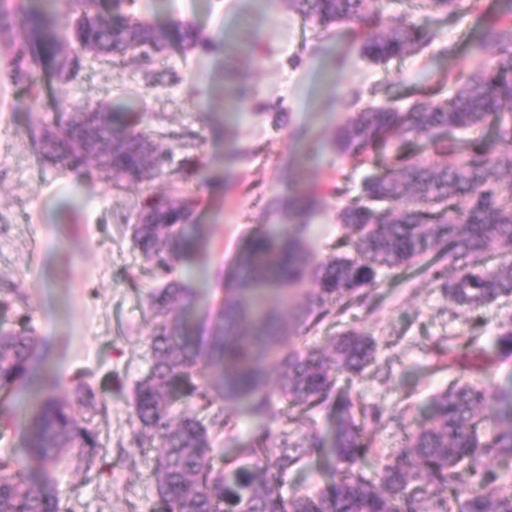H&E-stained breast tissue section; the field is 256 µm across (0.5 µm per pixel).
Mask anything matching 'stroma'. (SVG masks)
Here are the masks:
<instances>
[{
    "label": "stroma",
    "mask_w": 512,
    "mask_h": 512,
    "mask_svg": "<svg viewBox=\"0 0 512 512\" xmlns=\"http://www.w3.org/2000/svg\"><path fill=\"white\" fill-rule=\"evenodd\" d=\"M417 0H371L392 21L405 16L433 41L385 65L362 59L360 24L346 23L320 39L288 0H136L134 14L164 43L151 63L104 62L85 54L70 80H44L39 97L26 85L0 83V287L16 290L0 325L28 320L40 340L38 371L60 398L90 420L102 442L91 473L63 460L50 479L70 512H159L152 449L132 443L133 389L148 369L150 330L145 302L156 281L133 249L127 220L150 196L196 199L205 255L178 263L175 276L195 292L193 333L206 335L224 300L223 271L256 229L289 223V202L303 187L321 199L310 215L309 245L324 257L340 232L339 213L359 194L369 166L339 153L336 130L361 108L409 106L447 75L470 71L478 59L464 44L503 16L500 0H462L448 13L419 10ZM192 24L211 49H184L181 24ZM458 46L448 55L449 46ZM141 113V131L167 153L164 175L115 186L96 163L64 171L43 162L38 144L55 102ZM307 130L322 149L306 160L295 134ZM84 205H70V185ZM370 306L355 309V326L378 342L376 366L347 398L354 408L404 410L400 424L367 423L379 450L400 447L448 385V362L434 352L446 335L473 337L483 379L512 388V361L497 362L493 342L512 317V300L470 312L451 304L438 282L418 269L385 277ZM103 393L106 412L82 401L79 385ZM325 461L311 454L283 479L281 493L327 485Z\"/></svg>",
    "instance_id": "1"
}]
</instances>
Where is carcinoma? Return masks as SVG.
<instances>
[{"mask_svg":"<svg viewBox=\"0 0 512 512\" xmlns=\"http://www.w3.org/2000/svg\"><path fill=\"white\" fill-rule=\"evenodd\" d=\"M293 9L327 31L343 22L366 29L361 53L387 63L429 44L433 36L401 17L387 23L370 0H290ZM113 0L106 12L94 0H71L69 26L81 49L108 58L128 53L149 59L161 52L153 28ZM20 39L9 53V77L36 88V67L66 80L79 64L71 56L53 15L23 6ZM480 65L455 77L453 94L416 102L405 110L368 107L341 126L333 141L346 155L376 159V172L359 199L340 213L342 234L329 255L311 250L309 225L286 224L277 233L257 231L224 271V302L212 315L209 335L194 341L186 311L193 292L169 275L174 265L203 253L201 225L184 222L195 208L189 196L149 197L132 228L133 247L162 285L148 292L150 364L134 391L132 421L140 445L157 449L152 469L163 512H512V485L488 466L512 463V410L495 422L489 401L512 405L511 392L478 382H452L432 402L428 419L405 444L377 456L374 473L363 466L373 453L363 420L345 404L331 440L313 433V412L332 398L338 379L349 382L376 363L374 337L341 327V317L367 305L385 272L418 267L442 280L448 299L477 311L512 299V261L489 266L495 255L512 254V20L495 21L471 43ZM62 101L53 128H45L43 155L64 170L90 159L115 185L161 175L167 157L135 126L101 109L71 108ZM480 127L489 139L461 138L448 145V162L432 163L404 153L389 155L423 138L441 145L456 131ZM316 205L299 191L292 209ZM337 328L323 344L308 347L307 335ZM498 358L512 359V321L496 337ZM39 340L25 323L0 330V395L39 379ZM206 407L240 401L248 413L271 424L277 404H288V424L266 428L247 448L215 464L218 448L205 421L174 411L180 401ZM25 461L0 458V512H66L43 474L62 454L78 448L77 466L91 472L101 447L98 432L81 422L70 403L44 393L24 423ZM337 465L330 484L315 493L284 497L280 483L310 449Z\"/></svg>","mask_w":512,"mask_h":512,"instance_id":"carcinoma-1","label":"carcinoma"}]
</instances>
